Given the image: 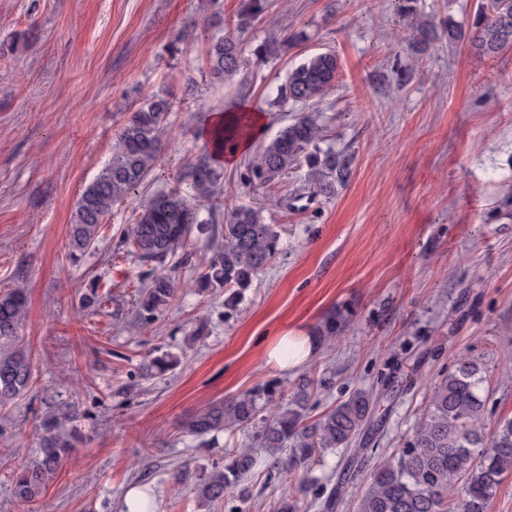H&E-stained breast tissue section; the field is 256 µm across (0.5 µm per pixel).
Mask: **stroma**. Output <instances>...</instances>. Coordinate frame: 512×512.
<instances>
[{"mask_svg": "<svg viewBox=\"0 0 512 512\" xmlns=\"http://www.w3.org/2000/svg\"><path fill=\"white\" fill-rule=\"evenodd\" d=\"M204 3L0 0V41L29 35L0 53V290L27 295L18 336L33 358L29 392L0 407V512H120L134 485L154 492L157 512H273L296 495V482L266 452L244 490L219 505L201 506L173 480L185 465L253 444L232 428L204 447L183 421L268 384L284 402L298 385L316 384L312 420L359 390L377 400L351 470L345 449L327 451L300 512H355L371 472L412 437L433 383L458 358L475 360L485 378L486 430L512 417V49L479 56L443 35L410 45L418 18L463 24L481 0H415L411 16L397 0H273L244 34L238 0H222L224 33L244 46L282 29L305 37L278 60L208 84L203 107L187 86L207 70V37H175L202 22ZM326 50L340 71L319 109L330 141L354 156L349 182L312 203L295 194L298 174L253 187L243 161L225 167V208H262L282 229L279 254L229 309L223 292L193 287L204 236L192 232L165 262L177 298L137 328V290L150 267L124 238L142 194L113 208L80 263L66 247L77 200L130 112L169 90V152L148 188L178 189L186 161L207 146L210 114L247 103L265 116L263 136L274 135L289 115L271 106L273 90ZM397 61L413 67L406 83L391 72ZM92 285L105 299L97 309L82 302ZM288 332L316 337L318 347L283 372L266 353ZM156 350L180 364L143 378ZM70 406L83 442L40 497L16 500L12 475L39 448L43 415Z\"/></svg>", "mask_w": 512, "mask_h": 512, "instance_id": "35a3bbf8", "label": "stroma"}]
</instances>
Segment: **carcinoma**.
I'll use <instances>...</instances> for the list:
<instances>
[{"label":"carcinoma","mask_w":512,"mask_h":512,"mask_svg":"<svg viewBox=\"0 0 512 512\" xmlns=\"http://www.w3.org/2000/svg\"><path fill=\"white\" fill-rule=\"evenodd\" d=\"M216 4L217 0H209L212 33L208 77L222 81L239 73L244 57L242 44L224 35ZM269 6V0H239L238 31L254 28ZM301 38L300 34L271 33L252 52L260 61L276 60ZM468 43L479 55L512 49V0H483L472 17ZM337 72V57L330 50L311 55L288 71L272 105L297 113L247 159V181L277 184L302 169V191L309 200L336 197L337 188L345 186L351 176L353 157L327 143L314 106L333 92ZM171 112L168 93L161 91L131 113L112 156L77 200L68 230L72 261H79L93 247L114 205L137 190L163 161V135ZM183 179L188 185L186 193L158 190L142 205L135 223L128 228V240L142 261L161 265L183 247L192 225H202L203 234L204 225H211L206 244L211 256L196 279V288L200 293L222 288L229 292L227 303L231 305L253 275L278 254V226L265 223L262 209L238 205L228 212L222 235L216 234L224 169L210 151L188 164ZM177 292L170 274H154L139 294L136 318L140 324L158 318ZM27 310L22 289L0 292V407L15 403L31 387L32 358L26 347L18 344L17 336ZM177 364L178 358L166 352L148 359L142 372L160 377ZM483 383L477 363L469 358L460 359L453 372L434 383L428 410L412 439L399 455L384 459L376 467L356 512H485L504 475L512 473V418L485 432ZM274 394L275 389L262 388L235 401L214 402L187 420L184 427L203 444L232 426L252 428L258 447H289L288 454L275 461L280 473L288 477L308 468L328 449L351 447L364 435L373 415V397L359 391L308 422L304 410L310 386L303 385L291 403L279 406L272 417H259L258 400L271 401ZM73 420L69 412L44 417L39 452L13 474L16 499L35 500L56 476L77 439ZM256 466L250 449L226 448L223 461L200 468L191 491L205 505L222 503L226 492L247 481Z\"/></svg>","instance_id":"obj_1"}]
</instances>
